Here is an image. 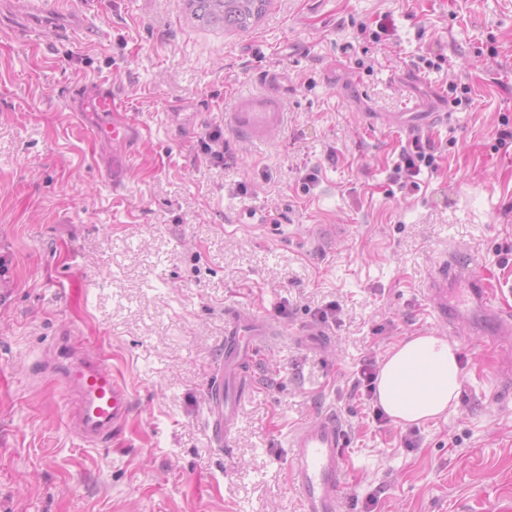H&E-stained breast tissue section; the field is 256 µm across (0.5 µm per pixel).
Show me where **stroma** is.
Listing matches in <instances>:
<instances>
[{"mask_svg": "<svg viewBox=\"0 0 512 512\" xmlns=\"http://www.w3.org/2000/svg\"><path fill=\"white\" fill-rule=\"evenodd\" d=\"M275 66L284 129L261 147L225 135L233 165L205 155L236 92ZM92 84L149 128L117 191L111 144L69 109ZM399 112L434 117L437 167L406 189ZM505 121L512 0H269L245 30L201 26L186 0H44L34 23L22 0L1 10L0 512H298L289 435L323 413L347 435L346 512H512V387L492 336L454 335L464 372L441 418L378 424L354 388L369 359L441 335L422 287L444 254L512 283ZM231 305L284 333L218 448L206 403ZM68 331L133 395L97 447L39 368Z\"/></svg>", "mask_w": 512, "mask_h": 512, "instance_id": "1", "label": "stroma"}]
</instances>
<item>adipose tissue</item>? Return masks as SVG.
Masks as SVG:
<instances>
[{
    "instance_id": "obj_1",
    "label": "adipose tissue",
    "mask_w": 512,
    "mask_h": 512,
    "mask_svg": "<svg viewBox=\"0 0 512 512\" xmlns=\"http://www.w3.org/2000/svg\"><path fill=\"white\" fill-rule=\"evenodd\" d=\"M462 368L458 348L432 334L395 345L380 366L375 399L397 424H422L455 405Z\"/></svg>"
}]
</instances>
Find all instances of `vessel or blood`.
<instances>
[{"label":"vessel or blood","mask_w":512,"mask_h":512,"mask_svg":"<svg viewBox=\"0 0 512 512\" xmlns=\"http://www.w3.org/2000/svg\"><path fill=\"white\" fill-rule=\"evenodd\" d=\"M282 71L266 70L263 89L238 93L225 123L233 137L251 145L268 143L271 133L288 122L280 92ZM86 111L96 113L91 132L112 146V187L124 184L126 158L143 139L142 128L123 112L111 92L97 86L83 92ZM465 283L462 298L449 299L451 285ZM424 293L428 307L440 326L456 331L461 319L475 316L490 320L499 336L512 335V313L495 304L501 290L474 275L468 262L458 257L443 259L430 272ZM280 328L244 307L224 311V358L207 406L206 424L215 445L221 446L233 434L239 419L243 395L253 390L250 367L268 338L280 335ZM76 412L71 423L86 442L107 440L120 431L133 411L128 387L100 362L81 359L68 367L62 380ZM346 434L333 415L324 414L296 427L289 436L286 466L299 499L300 512H344L342 484L346 460Z\"/></svg>","instance_id":"vessel-or-blood-1"}]
</instances>
